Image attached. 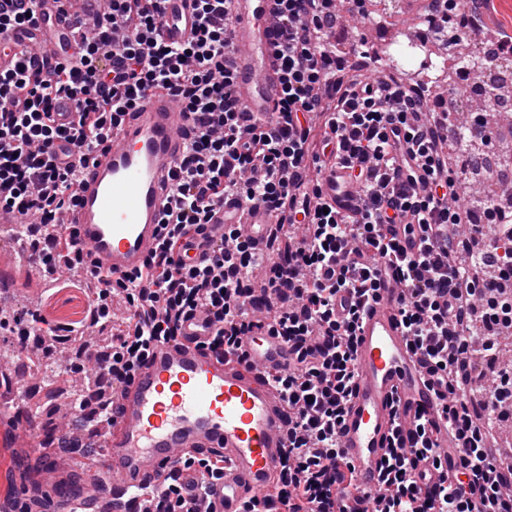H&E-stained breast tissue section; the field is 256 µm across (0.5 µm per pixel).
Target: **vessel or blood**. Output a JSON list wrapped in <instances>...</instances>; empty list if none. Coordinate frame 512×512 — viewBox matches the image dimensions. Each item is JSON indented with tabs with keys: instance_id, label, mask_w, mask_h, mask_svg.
I'll return each instance as SVG.
<instances>
[{
	"instance_id": "obj_1",
	"label": "vessel or blood",
	"mask_w": 512,
	"mask_h": 512,
	"mask_svg": "<svg viewBox=\"0 0 512 512\" xmlns=\"http://www.w3.org/2000/svg\"><path fill=\"white\" fill-rule=\"evenodd\" d=\"M274 0H236L233 29L238 71L237 95L257 117H267L279 96L278 62L273 52ZM195 22L192 0H166L162 32L166 40H187ZM83 25L61 0H44L36 24L11 32L15 51L40 49L56 61L60 46H75ZM193 134V122L174 100L150 94L127 116L119 139L93 152L76 185L78 202L65 214L78 239L102 271L119 275L139 268L160 239L171 205L175 165ZM323 194L343 213L358 196L345 169L327 165ZM277 219L257 208L244 213L235 198L214 210L206 236L184 239L181 256L194 262L206 250L207 237L225 225L243 224L257 250H264ZM402 290L387 282L378 302L361 319L356 344L358 378L339 430L342 455L351 462L359 484L379 491L376 464L389 452L395 426L411 428L418 414L438 420V401L424 385V370L410 352L396 306ZM210 316L186 319L183 336L159 344L135 380L118 391L112 432L98 478H117L113 512H134L133 492L146 483H162L181 453H217L224 477L209 488L207 512H240L256 491L274 484L287 442L288 414L268 374L287 368L293 354L279 337L251 333L242 339L246 360L199 350L212 335ZM16 389L0 388V432L12 444L32 436L35 421L20 414Z\"/></svg>"
}]
</instances>
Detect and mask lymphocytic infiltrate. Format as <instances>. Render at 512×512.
<instances>
[{
  "label": "lymphocytic infiltrate",
  "mask_w": 512,
  "mask_h": 512,
  "mask_svg": "<svg viewBox=\"0 0 512 512\" xmlns=\"http://www.w3.org/2000/svg\"><path fill=\"white\" fill-rule=\"evenodd\" d=\"M163 2L110 0L90 37L62 49L53 71L28 51L0 70V211L16 218L20 235L37 229L46 290L59 287L61 265L95 286L82 317L54 325L51 340L77 343L89 328L107 327L115 303L130 312L126 329L96 351L104 385L73 405L60 449L100 453L81 432L111 427L116 390L134 381L157 343L177 340L183 320L204 311L215 326L205 350L239 353L241 336L263 330L293 353L287 370L271 376L289 414L282 470L273 493L244 512H349L352 501L365 512H512V467L497 462L492 446L494 430L512 419V370L502 363L512 264L484 261L493 240L512 241V206L484 201L493 229L472 223L471 207L460 204L465 175L450 155L455 145L496 140L499 129L483 114L449 122L444 96L428 109L415 85L378 68L345 72L331 38L340 10L364 21V0H277L282 90L270 117L257 121L236 93L233 0H195L194 32L181 44L162 35ZM113 56L120 68L108 66ZM152 93L189 112L194 134L175 167L156 250L133 272L105 274L59 219L76 202L88 155ZM65 98L76 104L70 121L59 117ZM329 162L358 187L353 214L322 199ZM229 197L277 217L265 250L231 224L212 252L181 261L182 240L203 233ZM394 224L402 233L391 232ZM404 233L419 238L417 252L405 250ZM388 278L403 290L398 318L427 367L440 420L421 414L413 428L396 430L370 498L340 452L338 428L358 376L359 320ZM344 292L355 302L340 312ZM45 322L40 310L0 307V334L20 351ZM442 429L456 456L440 448ZM431 471L437 480L421 485ZM223 476V457L187 454L137 495L145 512H201L209 484Z\"/></svg>",
  "instance_id": "lymphocytic-infiltrate-1"
}]
</instances>
